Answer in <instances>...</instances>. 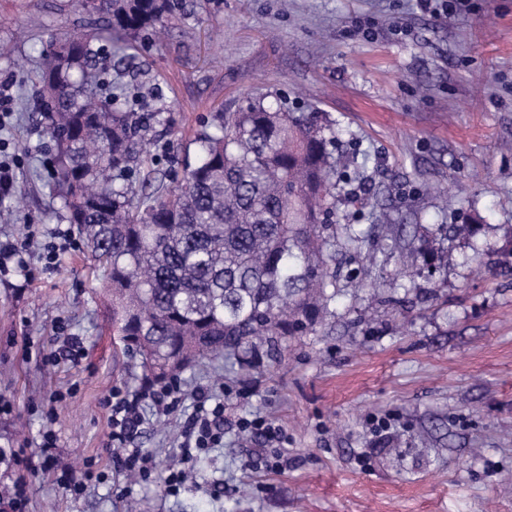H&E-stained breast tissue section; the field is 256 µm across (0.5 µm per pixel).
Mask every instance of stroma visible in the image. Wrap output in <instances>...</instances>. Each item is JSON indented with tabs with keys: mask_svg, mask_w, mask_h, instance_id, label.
Wrapping results in <instances>:
<instances>
[{
	"mask_svg": "<svg viewBox=\"0 0 512 512\" xmlns=\"http://www.w3.org/2000/svg\"><path fill=\"white\" fill-rule=\"evenodd\" d=\"M174 3L165 35L142 34L106 73L115 108L153 114V134L171 141L160 168L177 169L204 120L245 98L324 113L349 166L337 219L366 238L337 248L336 298L315 331L245 371L181 375L186 389L223 394L231 421L272 420L287 469H267L258 441L231 425L174 495L165 479L190 400L145 408L131 445L153 457L148 480L128 483L105 448L106 399L142 377L115 352L105 268L81 246L54 268L32 263L28 288L17 274L0 281V397L12 404L0 445L39 459L53 407L64 462L78 474L92 457L106 476L75 499L38 473L29 512H512V0H471L445 22L416 0ZM83 24L67 0H0V83L13 96L0 139L19 156L0 241L22 225L54 229L30 45ZM417 235L432 241V269L413 254ZM69 334L75 364L61 356ZM50 352L58 365L43 364ZM59 391L67 400L51 404Z\"/></svg>",
	"mask_w": 512,
	"mask_h": 512,
	"instance_id": "35a3bbf8",
	"label": "stroma"
}]
</instances>
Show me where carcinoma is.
I'll return each mask as SVG.
<instances>
[{
	"mask_svg": "<svg viewBox=\"0 0 512 512\" xmlns=\"http://www.w3.org/2000/svg\"><path fill=\"white\" fill-rule=\"evenodd\" d=\"M94 24L32 45L45 133L52 144L50 192L109 269L112 335L162 382L188 365L241 367L266 346L301 336L336 297V243L364 232L336 221L342 191L331 122L249 98L216 112L193 139L177 185L142 158L151 125L112 109L104 75L173 10L171 0H74Z\"/></svg>",
	"mask_w": 512,
	"mask_h": 512,
	"instance_id": "obj_1",
	"label": "carcinoma"
}]
</instances>
